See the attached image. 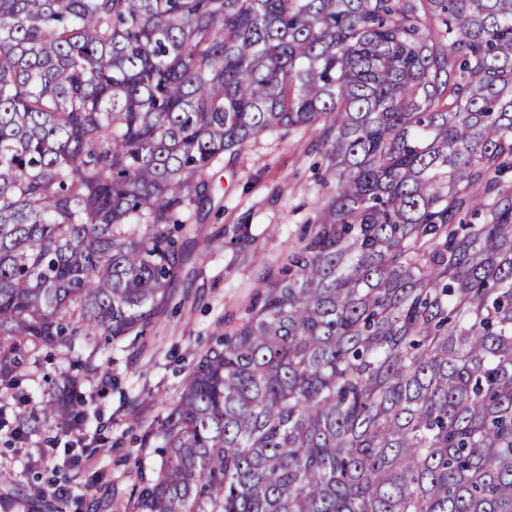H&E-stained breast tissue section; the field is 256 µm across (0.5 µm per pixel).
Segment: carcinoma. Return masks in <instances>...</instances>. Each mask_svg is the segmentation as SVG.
Segmentation results:
<instances>
[{
  "label": "carcinoma",
  "mask_w": 512,
  "mask_h": 512,
  "mask_svg": "<svg viewBox=\"0 0 512 512\" xmlns=\"http://www.w3.org/2000/svg\"><path fill=\"white\" fill-rule=\"evenodd\" d=\"M310 127L332 192L129 512H512V0H0V392L142 335L215 163Z\"/></svg>",
  "instance_id": "cac0c4a2"
}]
</instances>
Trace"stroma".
Listing matches in <instances>:
<instances>
[{"mask_svg": "<svg viewBox=\"0 0 512 512\" xmlns=\"http://www.w3.org/2000/svg\"><path fill=\"white\" fill-rule=\"evenodd\" d=\"M318 140L314 128L268 133L214 165L210 202L177 235L187 260L170 302L143 336L101 343L102 369L83 379L81 431L51 424L16 436L33 402L63 374L80 373L57 353L26 367L29 403L0 408V496L9 495V512H124L132 485L160 466L143 435L176 401L196 357L247 318L263 271H281L313 217ZM68 456L75 465L65 466ZM36 487L43 496L33 495Z\"/></svg>", "mask_w": 512, "mask_h": 512, "instance_id": "1", "label": "stroma"}]
</instances>
